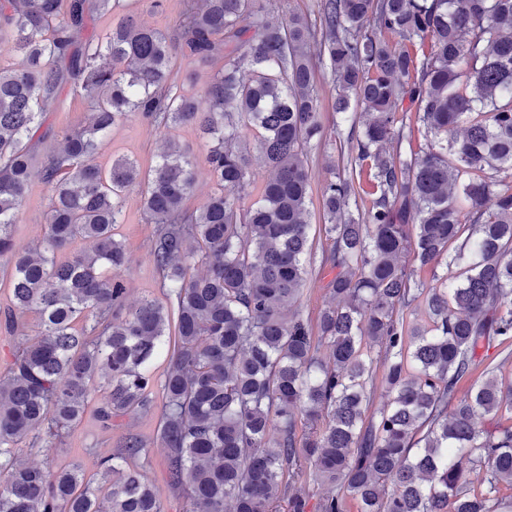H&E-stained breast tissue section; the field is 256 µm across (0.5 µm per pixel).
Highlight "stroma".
I'll use <instances>...</instances> for the list:
<instances>
[{"mask_svg": "<svg viewBox=\"0 0 512 512\" xmlns=\"http://www.w3.org/2000/svg\"><path fill=\"white\" fill-rule=\"evenodd\" d=\"M223 66L224 58L220 55L206 62H194L187 57L176 56L174 85L181 93L202 95L214 74ZM316 78L325 135L323 140L312 142L308 150L311 171L308 220L313 225L322 222L321 191L327 177V167L339 163V140L349 132L348 124L342 123L339 115L332 110L336 91L330 70L319 68ZM90 110V102L74 84H66L59 94L56 106L45 116L42 129L47 138L37 151L36 163H43L46 155L58 148L62 132L84 126ZM168 139L187 150L199 163L196 185L185 200L187 209H196L213 192L215 185L204 162L205 143L194 126L181 125L161 129L146 119L132 117L112 129L99 152L98 162L107 168L111 166L113 159L125 156L136 160L141 169L146 170L154 165L159 151ZM49 202L47 184L44 183L40 171H33L29 191L14 228V239L18 247L31 246L42 240L45 233L44 214ZM154 230V225L144 220L143 200L139 190H131L125 196L122 222L116 225L115 232L132 257L131 267L124 274L127 301L132 305L147 297L160 303L166 300L150 256ZM157 424L158 416L152 413L117 419L111 429L106 430L89 413L70 430L64 442L54 448L48 457L57 464L79 462L87 473L92 474L97 470V460L92 453L94 447L114 449L126 435H138L149 445L147 471L156 485L164 512H184V498L178 491L171 489L167 482L166 450L156 440ZM23 454L36 464L43 463L48 458L38 448L24 449Z\"/></svg>", "mask_w": 512, "mask_h": 512, "instance_id": "35a3bbf8", "label": "stroma"}]
</instances>
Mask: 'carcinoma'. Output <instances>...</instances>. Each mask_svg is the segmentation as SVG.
Returning <instances> with one entry per match:
<instances>
[{
	"instance_id": "1",
	"label": "carcinoma",
	"mask_w": 512,
	"mask_h": 512,
	"mask_svg": "<svg viewBox=\"0 0 512 512\" xmlns=\"http://www.w3.org/2000/svg\"><path fill=\"white\" fill-rule=\"evenodd\" d=\"M129 2L0 0V50L21 57L0 67L5 326L39 315L37 337L0 371V512H163L146 472L126 464L148 453L137 435L92 475L21 458L27 443H62L93 403L108 429L158 396L157 440L186 512H308L309 471L332 486L318 512L350 501L356 512H512V383L487 368L459 396L489 350L512 346V0H320L318 28L298 13L271 20L274 0H185L176 37L138 23ZM95 10L113 15L96 46L84 39ZM178 51L224 55L203 95L173 91ZM318 62L351 133L340 147L350 167L322 186L334 275L313 326L292 307L310 275ZM72 80L89 121L47 155L46 234L19 249L32 140ZM132 115L199 128L216 183L199 208L184 207L195 163L173 142L146 175L128 158L98 164L102 139ZM417 125L429 147L407 156ZM250 131L267 176L246 206ZM141 184L173 336L160 303L127 306L120 278L131 255L112 228ZM78 239L87 247L57 261ZM466 250L469 265L436 275ZM425 270L435 285L417 279ZM419 308L423 324L407 319ZM164 348L159 382L150 366Z\"/></svg>"
}]
</instances>
